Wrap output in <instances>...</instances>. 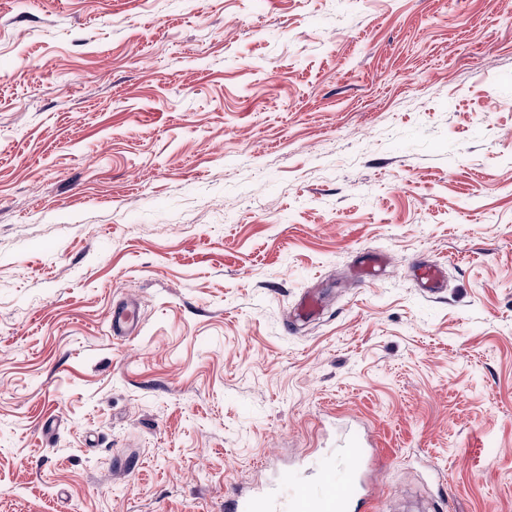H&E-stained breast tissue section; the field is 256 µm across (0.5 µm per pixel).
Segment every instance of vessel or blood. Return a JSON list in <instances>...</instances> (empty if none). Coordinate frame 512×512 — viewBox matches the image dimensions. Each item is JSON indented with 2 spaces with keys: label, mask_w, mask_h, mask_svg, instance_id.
Returning <instances> with one entry per match:
<instances>
[{
  "label": "vessel or blood",
  "mask_w": 512,
  "mask_h": 512,
  "mask_svg": "<svg viewBox=\"0 0 512 512\" xmlns=\"http://www.w3.org/2000/svg\"><path fill=\"white\" fill-rule=\"evenodd\" d=\"M107 321L113 335L134 334L138 328V312L134 305H123L111 310ZM345 462L348 467L346 480H338L335 465L321 467L311 472L308 479L292 482L287 510L278 506L280 491L271 486L249 495H233L228 508L230 512H352L356 498L369 493L360 477L364 451L361 443L353 439L344 440Z\"/></svg>",
  "instance_id": "b4317fda"
}]
</instances>
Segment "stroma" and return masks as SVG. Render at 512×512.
<instances>
[{"instance_id":"1","label":"stroma","mask_w":512,"mask_h":512,"mask_svg":"<svg viewBox=\"0 0 512 512\" xmlns=\"http://www.w3.org/2000/svg\"><path fill=\"white\" fill-rule=\"evenodd\" d=\"M356 421L358 512H512V0H0V512H225ZM107 321L112 334L125 336L134 334L138 328V312L134 305L126 304L111 310Z\"/></svg>"}]
</instances>
